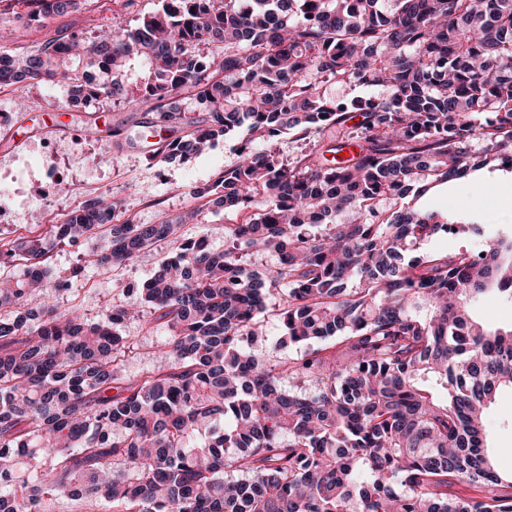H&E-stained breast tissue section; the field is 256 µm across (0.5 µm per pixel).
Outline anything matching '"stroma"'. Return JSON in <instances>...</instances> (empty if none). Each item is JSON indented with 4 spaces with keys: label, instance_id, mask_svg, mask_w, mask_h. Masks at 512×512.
Returning a JSON list of instances; mask_svg holds the SVG:
<instances>
[{
    "label": "stroma",
    "instance_id": "1",
    "mask_svg": "<svg viewBox=\"0 0 512 512\" xmlns=\"http://www.w3.org/2000/svg\"><path fill=\"white\" fill-rule=\"evenodd\" d=\"M167 0H89L78 9L46 19L33 26L24 41H17L13 26L0 23V53L16 55L45 40L63 35H80L87 16L108 23L119 14L128 25L160 11ZM0 207L14 215L10 224L0 223V238L14 237L17 228L44 225L90 196L112 194L121 198L127 215L137 223L155 224L183 212L191 203L194 186L213 180L236 159L240 138L228 136L207 152L186 162L152 163L146 155L153 131L141 127V113L121 103L108 101L93 112L74 111L65 82L36 84L23 81L0 87ZM130 136V144L115 148L113 130ZM112 151L113 163L97 165L95 156ZM512 173L483 169L466 178L429 190L421 199L428 208H445L469 215L479 222L512 234ZM159 261L150 253L125 265L85 269L65 290L52 291L58 306L77 307L92 322L104 318L105 302L123 304L129 291L150 280ZM130 337L133 350L125 358V374L136 377L158 365V337L135 321L120 326ZM490 416V441L499 468L512 471V391H502Z\"/></svg>",
    "mask_w": 512,
    "mask_h": 512
}]
</instances>
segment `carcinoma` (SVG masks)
I'll use <instances>...</instances> for the list:
<instances>
[{
  "label": "carcinoma",
  "mask_w": 512,
  "mask_h": 512,
  "mask_svg": "<svg viewBox=\"0 0 512 512\" xmlns=\"http://www.w3.org/2000/svg\"><path fill=\"white\" fill-rule=\"evenodd\" d=\"M18 2L40 21L79 0ZM179 2L0 58V84L60 80L86 109L115 97L156 113L153 161L244 131L237 162L192 191L237 220L222 252L182 239L204 205L138 224L114 196L0 239V512L60 496L112 512H512V473L486 444L489 407L512 389V326L469 314L512 303V236L418 204L512 170V0ZM351 83L381 94L322 91ZM284 131L297 157L256 149ZM450 232L480 248L422 250ZM91 234L103 245L57 287L174 247L97 323L46 294L51 249ZM266 251L278 264L254 268ZM271 297L275 338L260 329ZM130 320L161 333L164 359L134 380Z\"/></svg>",
  "instance_id": "1"
}]
</instances>
